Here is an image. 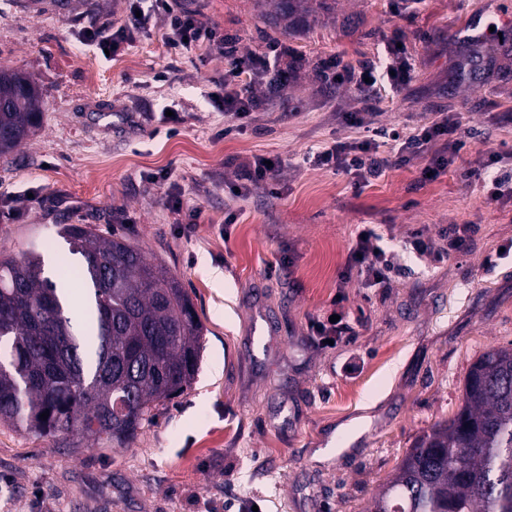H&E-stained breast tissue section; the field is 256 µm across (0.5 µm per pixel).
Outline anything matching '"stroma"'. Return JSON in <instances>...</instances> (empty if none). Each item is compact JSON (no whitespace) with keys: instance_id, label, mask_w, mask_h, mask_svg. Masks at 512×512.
Instances as JSON below:
<instances>
[{"instance_id":"1","label":"stroma","mask_w":512,"mask_h":512,"mask_svg":"<svg viewBox=\"0 0 512 512\" xmlns=\"http://www.w3.org/2000/svg\"><path fill=\"white\" fill-rule=\"evenodd\" d=\"M196 3L239 53L285 46L296 62L287 96L230 137L211 100L218 53L171 55L157 26L107 58L80 37L89 18L119 19L124 0H0V67L29 73L42 108L39 130L0 157V201H17L16 217H0V251L67 253L61 224L118 233L179 278L206 336L191 386L126 447L74 448L0 424V512H367L416 439L458 409L474 359L512 344V196L490 201L467 175L488 149H512V51L500 40L512 0H309L286 22L258 0ZM475 15L501 31L481 47L498 66L477 88L456 73V32ZM393 39L413 77L377 123L410 133L457 113L467 147L436 178L423 176L425 154L358 190L309 160L362 137L347 120L361 98L326 91L320 70ZM166 107L182 117L172 136ZM258 156L282 159L280 196L263 183L235 196L230 178ZM188 209L200 213L191 231ZM362 224L403 269L389 287L345 274ZM451 224L477 226L468 251L448 253ZM418 229L442 258L413 253ZM338 302L354 333L321 346L310 323ZM360 416L364 432L324 456Z\"/></svg>"}]
</instances>
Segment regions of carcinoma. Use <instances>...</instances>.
<instances>
[{"label": "carcinoma", "mask_w": 512, "mask_h": 512, "mask_svg": "<svg viewBox=\"0 0 512 512\" xmlns=\"http://www.w3.org/2000/svg\"><path fill=\"white\" fill-rule=\"evenodd\" d=\"M265 2L286 20L304 0ZM41 115L36 83L1 67L0 155ZM58 234L81 259L78 316L37 250L0 253V422L121 448L191 385L203 325L181 282L141 248L88 224ZM369 512H512V347L471 364L458 411L416 442Z\"/></svg>", "instance_id": "cac0c4a2"}]
</instances>
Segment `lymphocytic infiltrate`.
<instances>
[{
    "label": "lymphocytic infiltrate",
    "mask_w": 512,
    "mask_h": 512,
    "mask_svg": "<svg viewBox=\"0 0 512 512\" xmlns=\"http://www.w3.org/2000/svg\"><path fill=\"white\" fill-rule=\"evenodd\" d=\"M164 29V43L171 54L182 55L203 47L223 56L224 94L221 103L226 122L225 134H233L244 126L252 112L264 104L255 92L258 84L279 95H287L290 75L280 66L278 58L241 54L229 48L216 29L204 23L199 9L188 7L184 0H126L122 18L116 21H91L82 33L84 44L117 55L128 48L137 34L155 26ZM325 84L336 88L337 84L350 85L364 101L379 104L385 99L387 89H397L412 78V66L405 48L388 44L385 55L360 62L358 65L342 63L334 59L328 62ZM348 119L363 130V138L357 144L336 143L314 155L316 165L350 175L356 187H364L381 177L386 170L401 165L407 157L424 154L437 143L448 144L453 152H460L465 142L460 138V116L451 115L422 127L410 134L398 129L376 125L366 120L363 113H349ZM396 142L394 154L380 153L382 141ZM505 151L489 149L488 160L481 168L471 170L470 175L481 181L489 199L496 200L512 194V168L503 167ZM349 269L362 274L372 288L388 287L394 274L401 267L393 255L381 246V236L374 228L364 227L356 237L348 260Z\"/></svg>",
    "instance_id": "lymphocytic-infiltrate-1"
}]
</instances>
